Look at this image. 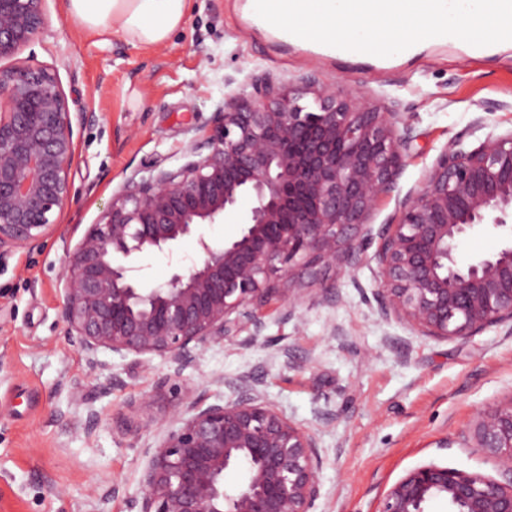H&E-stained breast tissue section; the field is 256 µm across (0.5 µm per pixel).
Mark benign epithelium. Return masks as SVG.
I'll return each instance as SVG.
<instances>
[{"mask_svg": "<svg viewBox=\"0 0 512 512\" xmlns=\"http://www.w3.org/2000/svg\"><path fill=\"white\" fill-rule=\"evenodd\" d=\"M46 2L0 0V61L44 33ZM252 88L224 98L184 164L128 176L68 250L60 319L91 371L108 349L162 356L177 376L211 341L261 335L257 311L283 298L280 283L302 287L297 270L354 265L373 244L382 319L442 340L512 324V242L466 267L455 260L457 241L480 226L512 236V131L448 145L397 220L375 228L412 139L397 105L380 110L314 73L261 76ZM94 120L71 111L57 70L0 66V261L40 250L58 230L73 197L77 131ZM245 200L236 236L206 233ZM188 237L198 259L144 287L140 255L172 258ZM240 389L233 402L174 414L142 474L138 512H311L320 496L314 436ZM463 439L496 462L498 477L421 465L383 493L377 512H427L433 501L448 512H512V394L478 411ZM238 465L246 479L226 485Z\"/></svg>", "mask_w": 512, "mask_h": 512, "instance_id": "1", "label": "benign epithelium"}]
</instances>
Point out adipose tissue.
Returning <instances> with one entry per match:
<instances>
[{
	"label": "adipose tissue",
	"instance_id": "1",
	"mask_svg": "<svg viewBox=\"0 0 512 512\" xmlns=\"http://www.w3.org/2000/svg\"><path fill=\"white\" fill-rule=\"evenodd\" d=\"M188 0H66L68 17L83 29L109 32L132 45L160 47L178 30Z\"/></svg>",
	"mask_w": 512,
	"mask_h": 512
}]
</instances>
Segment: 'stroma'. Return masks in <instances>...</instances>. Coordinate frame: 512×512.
<instances>
[{
	"label": "stroma",
	"mask_w": 512,
	"mask_h": 512,
	"mask_svg": "<svg viewBox=\"0 0 512 512\" xmlns=\"http://www.w3.org/2000/svg\"><path fill=\"white\" fill-rule=\"evenodd\" d=\"M246 0H190L183 26L160 48L134 47L90 33L48 0L49 25L20 55L57 69L69 99L96 119L78 135L74 200L40 252L0 262V512H95L97 494L120 491L109 512H136L132 500L176 410L197 399L234 400L248 381L254 395L310 432L320 457L321 495L312 512H375L407 471L436 463L487 476L495 462L461 434L481 409L512 394V325L465 340L421 336L382 320L373 297L377 265L327 272L334 298L318 285L299 293L301 320L288 303L260 311L261 335L244 330L209 343L176 380V394L153 391L169 372L151 356L99 351L89 371L59 318L67 245L96 223L132 172L176 168L193 138L208 133L226 95L250 76L321 81L398 104L413 129L396 191L374 224L391 221L450 143L475 145L512 131V47L487 56L457 44L425 43L413 56L377 64L373 55L323 57L311 43L290 45L258 30ZM483 128H476V121ZM499 230L482 226L455 250L465 266L498 251ZM116 376L120 385L103 387ZM96 412L93 433L81 429Z\"/></svg>",
	"instance_id": "35a3bbf8"
}]
</instances>
